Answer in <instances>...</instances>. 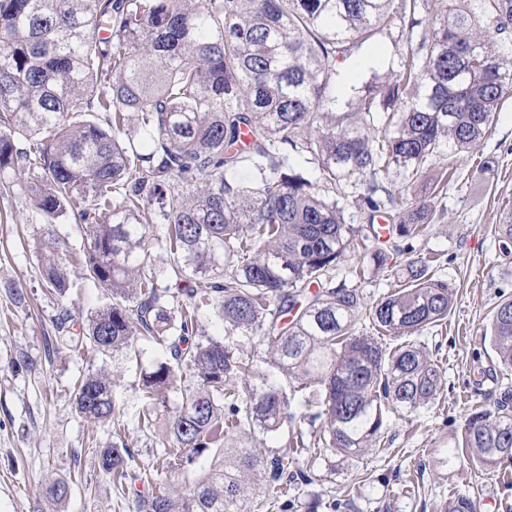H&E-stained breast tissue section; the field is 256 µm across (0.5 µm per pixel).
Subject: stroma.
I'll list each match as a JSON object with an SVG mask.
<instances>
[{
    "instance_id": "obj_1",
    "label": "stroma",
    "mask_w": 512,
    "mask_h": 512,
    "mask_svg": "<svg viewBox=\"0 0 512 512\" xmlns=\"http://www.w3.org/2000/svg\"><path fill=\"white\" fill-rule=\"evenodd\" d=\"M397 64L390 39L370 42L344 63L338 95ZM456 165L447 194L434 202L438 220L413 240L384 239L383 248L394 253L392 265L375 270L357 249L333 273L334 283L360 289L372 304L392 291L406 245L437 257L438 276L456 290L447 321L420 337L442 372L438 398L411 415L390 412L384 446L354 457L313 447L302 451L299 462L313 466L316 481L289 485L290 512H443L448 499L462 493L477 498L480 512H512V466L488 471L461 451L471 414L493 409L501 393L512 390V370L503 369L486 339L495 307L512 299V256L500 253L496 232L512 214V98ZM38 230L28 198L0 187V512H134L139 490L169 480L155 463L163 427L154 424L134 438L132 468L140 483L114 485L97 462L112 432L77 414L75 381L89 371L115 373V397L126 407L123 420L136 424L143 407L140 370L162 348L138 341L133 362L121 353L92 355L57 344L61 309L81 322L111 295L77 268L66 297L45 288L35 248ZM56 478L71 486L59 502L46 495Z\"/></svg>"
}]
</instances>
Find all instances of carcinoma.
Here are the masks:
<instances>
[{
	"instance_id": "1",
	"label": "carcinoma",
	"mask_w": 512,
	"mask_h": 512,
	"mask_svg": "<svg viewBox=\"0 0 512 512\" xmlns=\"http://www.w3.org/2000/svg\"><path fill=\"white\" fill-rule=\"evenodd\" d=\"M425 2L0 0V184L18 187L39 217L45 288L64 297L71 287L53 226L72 218L86 235L76 262L112 296L78 336L63 310L59 341L102 355L138 340L165 348L140 368L141 428L166 392L181 395L161 461L186 478L139 497L138 512H242L250 474L261 477L256 505L288 512V484L311 473L252 443L283 432L297 396L302 418L323 420L314 444L343 456L380 445L390 411L436 399L430 354L381 341L448 318L455 289L433 260H408L399 288L371 307L330 282L361 233L341 202L346 184L365 185L368 224L385 214L388 232L414 237L432 208L391 187L390 171L416 176L432 163L441 195L448 165L512 96V0H439L431 16ZM377 35L409 43L399 68L339 100L342 63ZM242 166L249 180L226 176ZM497 239L512 255L511 215ZM156 250L173 257L178 287L161 284ZM203 309L223 339L202 333ZM365 320L379 336L356 334ZM241 337L256 339L251 350ZM490 342L511 369L512 299L496 306ZM75 409L112 424L99 464L125 483L132 437L112 377L84 374ZM462 444L487 470L512 463V393L469 418ZM444 512L479 503L457 495Z\"/></svg>"
}]
</instances>
